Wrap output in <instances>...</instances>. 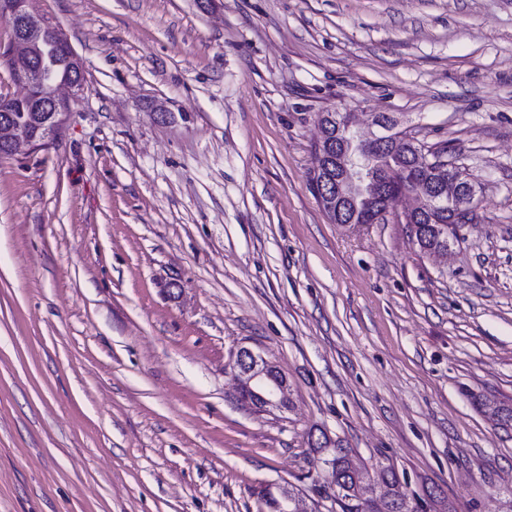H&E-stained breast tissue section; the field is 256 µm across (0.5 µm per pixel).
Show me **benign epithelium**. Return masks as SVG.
Listing matches in <instances>:
<instances>
[{
	"label": "benign epithelium",
	"mask_w": 512,
	"mask_h": 512,
	"mask_svg": "<svg viewBox=\"0 0 512 512\" xmlns=\"http://www.w3.org/2000/svg\"><path fill=\"white\" fill-rule=\"evenodd\" d=\"M0 18L12 25H18L30 19V0H0ZM55 65L49 58L41 60L39 73L28 76L23 82L34 87L43 89L56 108L65 105L57 95V90L65 86L80 90L81 80L71 79L61 82L54 75ZM60 123L59 113H52V119L44 124L41 133L32 135L24 129L10 126L6 133L10 134V146L13 152H18L21 146L27 145L32 148L46 145L56 134ZM376 131L371 135L368 142L374 144L377 148H385L392 143L416 145L418 141L416 136L409 130L400 127V123H395V130L398 136L389 139V132L382 127L380 117L375 116L371 120ZM0 130V135L5 133ZM315 167L314 172L318 173L330 167V161L336 162L339 176L336 181L331 183L326 178H321L315 183V191L321 205L328 209L336 206V201L347 202L354 197L366 196L374 191V186L364 180L361 175L355 173L358 157L356 153L344 146L336 150L332 149L331 143L327 142L326 133H321V138L315 145ZM419 164L432 169V178L430 188L443 194H448L457 199L456 216L453 218V224L448 226L452 231L456 228L454 222L465 220L472 215L475 210L476 189L474 184L466 177L460 164L441 158L437 161L423 151H417ZM399 198H394L391 204L384 210L375 213L370 212L362 219L363 224H376L389 219L399 224H413L422 218L419 207L415 206L406 210H399L397 205ZM272 365L260 354L254 352L248 347L239 348L233 359L232 370L239 383L241 399L260 410L281 409L288 407L286 399L287 379L282 376L274 378L271 373Z\"/></svg>",
	"instance_id": "benign-epithelium-1"
}]
</instances>
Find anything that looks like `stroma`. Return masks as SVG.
Segmentation results:
<instances>
[{"label":"stroma","mask_w":512,"mask_h":512,"mask_svg":"<svg viewBox=\"0 0 512 512\" xmlns=\"http://www.w3.org/2000/svg\"><path fill=\"white\" fill-rule=\"evenodd\" d=\"M82 61L54 139L0 158V512H333L317 447L429 512L512 499V0H32ZM447 147V255L334 224L317 114ZM169 112L167 121L156 118ZM288 380L238 399L240 347Z\"/></svg>","instance_id":"35a3bbf8"}]
</instances>
